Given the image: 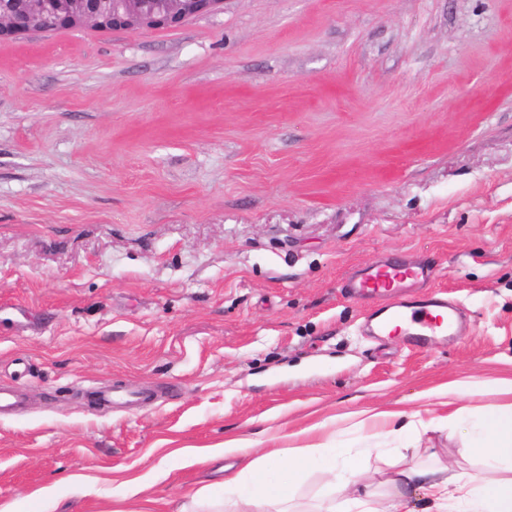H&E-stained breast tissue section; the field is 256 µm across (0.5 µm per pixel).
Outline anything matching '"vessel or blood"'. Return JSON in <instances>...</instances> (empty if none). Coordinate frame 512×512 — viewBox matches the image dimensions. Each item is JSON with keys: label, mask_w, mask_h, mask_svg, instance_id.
I'll return each instance as SVG.
<instances>
[{"label": "vessel or blood", "mask_w": 512, "mask_h": 512, "mask_svg": "<svg viewBox=\"0 0 512 512\" xmlns=\"http://www.w3.org/2000/svg\"><path fill=\"white\" fill-rule=\"evenodd\" d=\"M433 276V270L420 263H384L373 268L366 277L350 281L347 290L354 295L384 299V307L373 315L375 334L385 335L390 324L399 322L406 326L405 340L423 348L435 337L460 336L464 333L459 309L449 305L443 297L434 295L411 306L393 303V296L405 284L427 281Z\"/></svg>", "instance_id": "b4317fda"}]
</instances>
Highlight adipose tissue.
I'll use <instances>...</instances> for the list:
<instances>
[{"label": "adipose tissue", "mask_w": 512, "mask_h": 512, "mask_svg": "<svg viewBox=\"0 0 512 512\" xmlns=\"http://www.w3.org/2000/svg\"><path fill=\"white\" fill-rule=\"evenodd\" d=\"M395 417L392 411L372 410L331 417L321 424L326 441L294 448L289 460L282 449L271 448L242 469L225 466L223 482L200 486L176 512H294L296 475L302 467L319 469L328 486L314 512H417L414 496L419 492L436 512H512V403L490 408L479 430L468 437L471 448L493 463L490 475L473 478L449 474L444 467H405L379 495L364 482V453L340 446L339 440L367 427L393 426L404 441L418 432L419 422L398 426Z\"/></svg>", "instance_id": "obj_1"}]
</instances>
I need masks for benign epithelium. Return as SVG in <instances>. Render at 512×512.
I'll list each match as a JSON object with an SVG mask.
<instances>
[{
  "label": "benign epithelium",
  "instance_id": "benign-epithelium-1",
  "mask_svg": "<svg viewBox=\"0 0 512 512\" xmlns=\"http://www.w3.org/2000/svg\"><path fill=\"white\" fill-rule=\"evenodd\" d=\"M221 0H0V39L91 24L100 29L174 28Z\"/></svg>",
  "mask_w": 512,
  "mask_h": 512
}]
</instances>
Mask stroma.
Segmentation results:
<instances>
[{"label": "stroma", "instance_id": "35a3bbf8", "mask_svg": "<svg viewBox=\"0 0 512 512\" xmlns=\"http://www.w3.org/2000/svg\"><path fill=\"white\" fill-rule=\"evenodd\" d=\"M431 264L467 335L366 336L342 287ZM512 379V0H222L176 28L0 40V512L179 501L213 465L361 408L468 424ZM153 400L98 405V387ZM366 476L487 466L456 426L378 430ZM56 486L55 497L37 493ZM463 408H458L455 411L448 413L446 416L438 417V418H432L429 422H425L421 418V412H417L414 416H419V419L417 421L411 420L406 424L400 425L398 428H392L390 430V433L394 434L396 437H398L401 440L408 441L412 434L417 433L419 430V427L426 428L433 424H449L451 422L458 424L463 419Z\"/></svg>", "mask_w": 512, "mask_h": 512}]
</instances>
